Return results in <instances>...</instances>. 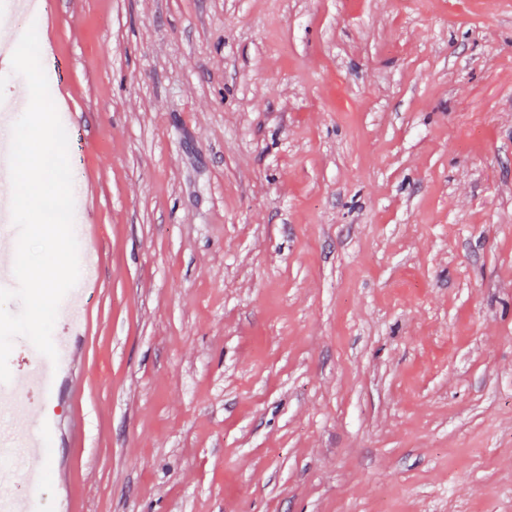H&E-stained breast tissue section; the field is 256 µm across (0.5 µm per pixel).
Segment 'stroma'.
<instances>
[{"mask_svg":"<svg viewBox=\"0 0 512 512\" xmlns=\"http://www.w3.org/2000/svg\"><path fill=\"white\" fill-rule=\"evenodd\" d=\"M36 13L99 262L46 502L512 512V0Z\"/></svg>","mask_w":512,"mask_h":512,"instance_id":"obj_1","label":"stroma"}]
</instances>
